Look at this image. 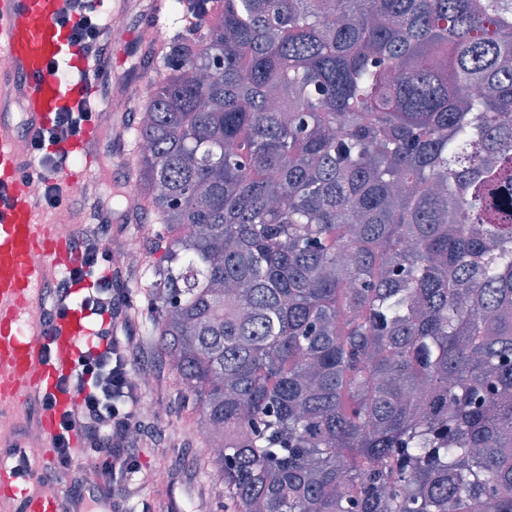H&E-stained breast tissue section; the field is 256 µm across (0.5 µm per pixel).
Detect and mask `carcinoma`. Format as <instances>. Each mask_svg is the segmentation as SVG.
I'll return each mask as SVG.
<instances>
[{
    "label": "carcinoma",
    "instance_id": "carcinoma-1",
    "mask_svg": "<svg viewBox=\"0 0 512 512\" xmlns=\"http://www.w3.org/2000/svg\"><path fill=\"white\" fill-rule=\"evenodd\" d=\"M162 49L147 335L224 512H512V0H224Z\"/></svg>",
    "mask_w": 512,
    "mask_h": 512
}]
</instances>
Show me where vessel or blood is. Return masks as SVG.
<instances>
[{"label": "vessel or blood", "instance_id": "vessel-or-blood-1", "mask_svg": "<svg viewBox=\"0 0 512 512\" xmlns=\"http://www.w3.org/2000/svg\"><path fill=\"white\" fill-rule=\"evenodd\" d=\"M60 9L61 0H0V414L27 409L33 397H51L53 406L37 426L46 443L58 431L59 411L73 404L58 380L91 333L90 317L79 307L50 324L39 321L47 280L74 267L79 251L55 224L38 219L25 143L46 133L64 106L92 94L83 74L93 63L70 46L57 22ZM104 135V125L90 122L65 142L78 163L64 172V183L87 178ZM7 502L21 512H61L60 495L29 492L13 468L1 466L0 505Z\"/></svg>", "mask_w": 512, "mask_h": 512}]
</instances>
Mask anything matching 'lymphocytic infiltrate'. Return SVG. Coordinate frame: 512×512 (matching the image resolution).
Returning a JSON list of instances; mask_svg holds the SVG:
<instances>
[{
    "label": "lymphocytic infiltrate",
    "instance_id": "1",
    "mask_svg": "<svg viewBox=\"0 0 512 512\" xmlns=\"http://www.w3.org/2000/svg\"><path fill=\"white\" fill-rule=\"evenodd\" d=\"M60 22L69 27L73 44L96 63L91 74L94 85L111 81L112 48L102 40L108 22L94 0H68ZM92 117L87 103L59 113L48 140L30 141V153L42 166L64 171L71 166V157L46 151V141L79 136ZM101 199L98 184L92 183L78 196L64 197L58 189L45 192L36 201L43 211L68 207L78 224L75 241L81 256L79 265L49 281L40 303L42 322L61 314L69 302L71 284L87 277L94 278L96 286L86 296L85 305L102 319L94 342L81 348L74 370L63 381L79 401L63 414L54 441L55 456L37 479L41 485L52 482L66 487L62 512H127L128 503L139 491L141 441L132 432L144 424L140 416L144 393L137 375L152 345L146 337L130 335L133 307L113 288L111 276L100 273L103 264L112 260L107 207ZM74 430L83 440L78 448L69 442Z\"/></svg>",
    "mask_w": 512,
    "mask_h": 512
}]
</instances>
